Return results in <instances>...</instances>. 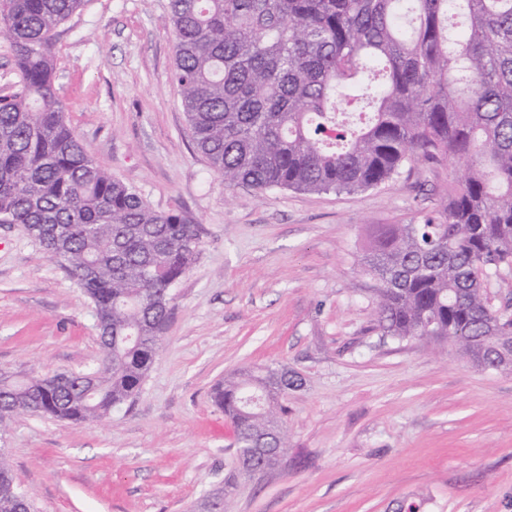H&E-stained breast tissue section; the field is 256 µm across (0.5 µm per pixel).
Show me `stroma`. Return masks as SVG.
<instances>
[{"instance_id": "stroma-1", "label": "stroma", "mask_w": 512, "mask_h": 512, "mask_svg": "<svg viewBox=\"0 0 512 512\" xmlns=\"http://www.w3.org/2000/svg\"><path fill=\"white\" fill-rule=\"evenodd\" d=\"M170 0H86L54 32L59 99L86 150L161 212L191 218L197 262L174 290L140 393L106 418L28 415L0 434L37 512H512V371L449 343L373 328L354 263L377 225L435 213L457 164L403 170L355 194L225 189L191 140L171 78ZM93 305L16 224H0V368L93 370ZM287 366L288 462L235 461L210 392L226 375Z\"/></svg>"}]
</instances>
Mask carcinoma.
<instances>
[{"label": "carcinoma", "mask_w": 512, "mask_h": 512, "mask_svg": "<svg viewBox=\"0 0 512 512\" xmlns=\"http://www.w3.org/2000/svg\"><path fill=\"white\" fill-rule=\"evenodd\" d=\"M84 0H0L16 90L0 97V224H18L89 296L100 360L88 373L10 380L0 431L35 412L82 423L138 395L196 263V225L154 210L99 167L55 87L54 30ZM173 80L191 138L227 189L355 193L406 166L465 163L437 216L384 224L355 264L374 282L375 329L452 343L512 370V314L485 282L512 273V0H170ZM286 369L238 371L211 397L249 477L288 461ZM0 512H35L0 452Z\"/></svg>", "instance_id": "carcinoma-1"}]
</instances>
